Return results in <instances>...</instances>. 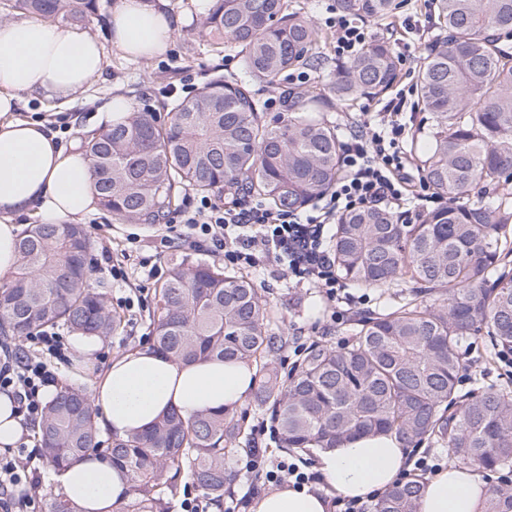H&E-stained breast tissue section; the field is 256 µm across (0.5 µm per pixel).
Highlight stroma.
<instances>
[{
  "label": "stroma",
  "instance_id": "obj_1",
  "mask_svg": "<svg viewBox=\"0 0 512 512\" xmlns=\"http://www.w3.org/2000/svg\"><path fill=\"white\" fill-rule=\"evenodd\" d=\"M400 7L394 18L368 21L372 39H384L395 52L404 53L408 61L401 68L400 87L412 86L422 61L425 48L435 31L434 0H399ZM210 0H169L174 14L183 18V24L168 53L148 59L132 60L121 56L112 46L105 29V17L113 5L103 0L99 17L87 27L88 35L102 41L107 65L86 97L74 104H43L29 101L17 110L20 118L37 116L45 121L59 119L70 122L73 138L84 136L85 127L92 122L102 105L110 98H130L136 109L149 108L158 117H165L170 98L165 89L169 84L184 82L203 87L213 68H236L234 55L216 54L194 36V29L207 14ZM83 222L93 240L92 280L107 283V301L123 323L117 333L102 340L91 365L80 368L74 363L73 351H66L64 359H51V368L58 386H78L90 389L116 357L151 345V316L156 303V290L161 278L145 279L139 267L141 257L152 255L158 236L165 232V224H133L120 221L105 211L84 217ZM121 265L128 274L127 282L113 281L110 268ZM245 275L258 288L268 303L270 327L281 336L283 348L278 367L290 371L298 364L305 349L312 341L332 345L351 341V328L360 313L382 310L385 298L383 289H363L349 286L352 297L350 310L342 322L331 323L332 309L314 288H292L277 272L274 264L261 262ZM135 298L134 307H127L126 298ZM463 370L458 383L460 393L473 392L487 383L512 385V362H503L495 355L492 346L476 341L462 355ZM235 416L245 428L240 448L228 459L236 472L235 482L224 493V505L232 512H249L252 503L265 493L274 491L264 475L246 472L243 464L253 452L263 454L266 461L282 459L276 449V437L266 408L254 399H247L235 411Z\"/></svg>",
  "mask_w": 512,
  "mask_h": 512
}]
</instances>
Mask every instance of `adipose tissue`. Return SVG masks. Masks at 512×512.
<instances>
[{
  "mask_svg": "<svg viewBox=\"0 0 512 512\" xmlns=\"http://www.w3.org/2000/svg\"><path fill=\"white\" fill-rule=\"evenodd\" d=\"M167 0H118L109 19L112 44L129 58L166 52L181 27ZM106 66L103 46L71 26L40 20L0 23V278L13 272L19 217L62 224L93 214L98 198L90 159L41 121L16 118L24 99L76 100ZM255 385L245 363L187 365L155 349L125 353L95 382L100 429L124 440L148 430L169 410L191 419L241 406ZM407 463L392 434L362 436L321 452L323 481L342 497L367 499L392 487ZM60 493L83 512H113L130 484L111 461L91 456L57 475ZM491 490L474 468L449 462L426 480L417 512H484ZM318 489L290 486L262 495L252 512H327Z\"/></svg>",
  "mask_w": 512,
  "mask_h": 512,
  "instance_id": "ef3b65f1",
  "label": "adipose tissue"
}]
</instances>
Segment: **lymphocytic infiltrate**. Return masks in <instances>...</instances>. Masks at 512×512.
<instances>
[{"label": "lymphocytic infiltrate", "instance_id": "lymphocytic-infiltrate-1", "mask_svg": "<svg viewBox=\"0 0 512 512\" xmlns=\"http://www.w3.org/2000/svg\"><path fill=\"white\" fill-rule=\"evenodd\" d=\"M332 32L334 50L345 60L359 54L369 42L368 29L350 14L329 6L324 19ZM407 102L397 92L381 112L368 113L364 134L347 137L343 143V170L333 190L318 198L308 211H276L260 200L241 203L201 196L186 210L169 217L159 246L163 249L184 242L200 251L222 255L226 265L246 268L269 260L280 267L293 286L320 289L327 301L340 299L343 288L328 241V228L341 214L366 206L400 205L408 192L426 199V181L411 183L405 175L406 128L401 114ZM29 354L0 349V392L10 395L22 423L37 419L43 410V389L55 375L42 358V350L60 352L55 331L31 337ZM41 471L32 460L9 452L0 454V512H38L35 490Z\"/></svg>", "mask_w": 512, "mask_h": 512}]
</instances>
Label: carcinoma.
Returning a JSON list of instances; mask_svg holds the SVG:
<instances>
[{
    "mask_svg": "<svg viewBox=\"0 0 512 512\" xmlns=\"http://www.w3.org/2000/svg\"><path fill=\"white\" fill-rule=\"evenodd\" d=\"M360 18H389L396 0H336ZM9 9L47 22L87 27L97 0H7ZM437 33L415 80L423 112L411 146L445 204L409 221L367 207L337 218L332 253L355 286L406 288L379 313L355 320L354 340L307 348L298 368L276 367L282 339L252 281L216 263L173 265L158 289L154 347L186 363L204 359L258 365L255 400L271 413L278 447L326 450L361 435L393 433L411 443L439 438L453 458L483 470H512V393L489 387L458 401L461 345L484 338L512 352V0H435ZM197 37L233 52L238 70L209 78L176 100L167 121L151 110L85 142L101 207L126 222L157 224L182 192L243 191L275 210H299L342 173V139L327 113L396 85L400 64L376 40L326 72L324 36L295 0H213ZM299 68L322 75L313 90L288 89V118L266 120L255 85L273 87ZM488 201H470L475 191ZM17 265L0 284V331L23 341L63 325L106 338L121 325L103 284L92 286V242L81 224H31L15 245ZM242 434L234 413L162 416L144 435L101 447L84 389L66 387L45 406L41 454L62 471L107 453L130 475L115 512H168L181 472L210 506L224 505L236 479L228 444ZM422 481L389 488L374 512H416ZM486 512H512V484L494 488Z\"/></svg>",
    "mask_w": 512,
    "mask_h": 512,
    "instance_id": "1",
    "label": "carcinoma"
}]
</instances>
